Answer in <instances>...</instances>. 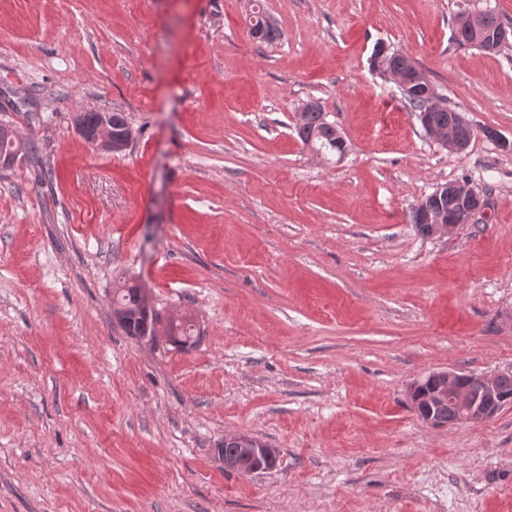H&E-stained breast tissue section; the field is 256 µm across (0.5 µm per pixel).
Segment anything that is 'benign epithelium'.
Listing matches in <instances>:
<instances>
[{
	"instance_id": "1",
	"label": "benign epithelium",
	"mask_w": 512,
	"mask_h": 512,
	"mask_svg": "<svg viewBox=\"0 0 512 512\" xmlns=\"http://www.w3.org/2000/svg\"><path fill=\"white\" fill-rule=\"evenodd\" d=\"M376 61L386 69V77L392 80L397 87L420 85L425 88L426 104L436 108L440 106L439 95L431 83L414 61H409L405 69L394 67L387 50H382L376 56ZM428 137L436 143L443 145L450 153H459L467 148L470 140L476 133V128L460 112L448 113V127L444 129L426 128ZM455 193L466 214L467 221L471 222L484 213L487 202L485 198L470 186L463 188L455 184L438 186L427 198L414 205L421 217H429L431 206L448 196V192ZM512 376V372H458L455 370L433 371L415 381L408 389L409 397L414 407L430 408L432 405L445 399H454L459 407L457 424H481L507 406H512L511 396H500L499 384ZM477 383L481 393L475 394L464 386V382ZM224 441L234 444L232 455L218 453L224 468L227 470H246L251 474L259 473L272 468L278 458L279 451L267 444L259 446L250 437L229 432L224 434Z\"/></svg>"
}]
</instances>
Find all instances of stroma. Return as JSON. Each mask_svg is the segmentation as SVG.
<instances>
[{"mask_svg":"<svg viewBox=\"0 0 512 512\" xmlns=\"http://www.w3.org/2000/svg\"><path fill=\"white\" fill-rule=\"evenodd\" d=\"M0 0V512H512V406L434 428L429 372L512 370V153L451 154L372 65L411 56L475 126L512 139V44L459 46L460 16L512 0ZM317 101L347 144L316 159ZM80 112H122L113 153ZM488 201L421 235L442 184ZM134 279L200 339L129 336ZM279 450L226 471L225 433ZM266 14L260 10L255 12L254 23L252 24V34L259 41L264 43H275L282 39L283 33L278 25L263 24ZM10 152L21 154L22 158L30 157L35 154L34 142H22L15 138L9 128L0 127V157L3 154L6 156Z\"/></svg>","mask_w":512,"mask_h":512,"instance_id":"stroma-1","label":"stroma"}]
</instances>
